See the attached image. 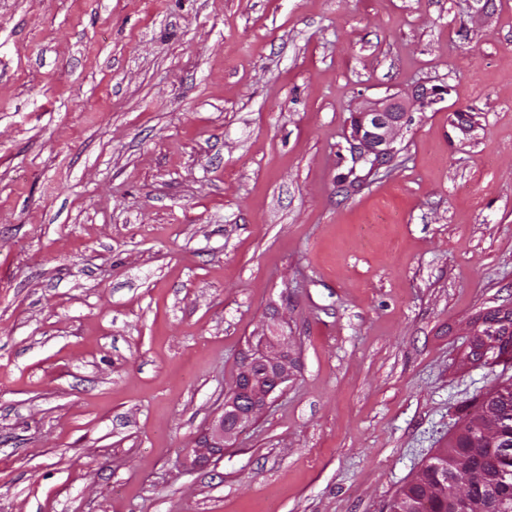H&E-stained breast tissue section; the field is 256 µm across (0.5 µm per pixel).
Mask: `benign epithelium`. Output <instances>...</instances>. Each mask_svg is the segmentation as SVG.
<instances>
[{"label":"benign epithelium","mask_w":512,"mask_h":512,"mask_svg":"<svg viewBox=\"0 0 512 512\" xmlns=\"http://www.w3.org/2000/svg\"><path fill=\"white\" fill-rule=\"evenodd\" d=\"M441 100L437 88H416L410 96H387L353 113L352 148L358 158L371 165L382 163L395 152L394 144L410 121L414 108L425 109ZM512 334V307L484 314L469 323V352L466 359L493 364ZM288 337L261 336L238 364L230 390L224 398L223 414L213 426L205 443L208 452H221L232 445L246 422L255 418L268 399L280 391L291 377ZM498 395L506 404L484 400L475 414L478 437L471 444L472 453L496 448L506 460L512 459V378L498 385ZM473 476L467 457L457 459L448 477L426 491V496L448 494L468 502Z\"/></svg>","instance_id":"7a95c632"}]
</instances>
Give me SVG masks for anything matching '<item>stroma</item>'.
<instances>
[{
    "instance_id": "1",
    "label": "stroma",
    "mask_w": 512,
    "mask_h": 512,
    "mask_svg": "<svg viewBox=\"0 0 512 512\" xmlns=\"http://www.w3.org/2000/svg\"><path fill=\"white\" fill-rule=\"evenodd\" d=\"M509 305L512 0H0V512H390ZM273 323L287 387L198 454ZM437 88H416L410 96L394 94L353 113L352 148L371 166L385 162L395 152L394 144L410 121L414 108L425 109L442 99ZM466 359L494 364L505 340L512 333V307L484 314L469 323ZM489 353L495 357L489 359Z\"/></svg>"
}]
</instances>
